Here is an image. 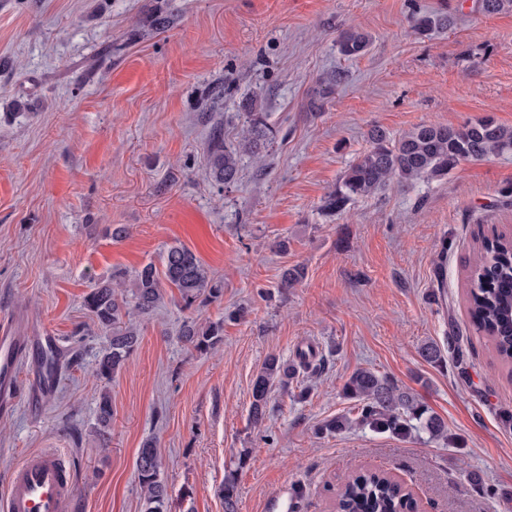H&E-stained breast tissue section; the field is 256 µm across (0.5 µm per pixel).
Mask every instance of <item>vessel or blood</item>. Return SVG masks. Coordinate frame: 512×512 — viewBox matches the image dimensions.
Segmentation results:
<instances>
[{
    "label": "vessel or blood",
    "mask_w": 512,
    "mask_h": 512,
    "mask_svg": "<svg viewBox=\"0 0 512 512\" xmlns=\"http://www.w3.org/2000/svg\"><path fill=\"white\" fill-rule=\"evenodd\" d=\"M8 316L0 315V400H11L17 389L18 348L26 337L10 332ZM75 492L69 462L51 449L28 454L14 465L5 485L0 512H73Z\"/></svg>",
    "instance_id": "b4317fda"
}]
</instances>
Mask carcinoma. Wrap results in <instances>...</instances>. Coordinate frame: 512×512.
I'll list each match as a JSON object with an SVG mask.
<instances>
[{"label":"carcinoma","instance_id":"cac0c4a2","mask_svg":"<svg viewBox=\"0 0 512 512\" xmlns=\"http://www.w3.org/2000/svg\"><path fill=\"white\" fill-rule=\"evenodd\" d=\"M478 8L494 15L512 10V0H478ZM448 17L421 15L415 20L419 32L446 27ZM338 52L347 59L364 55L369 46L367 33L349 26L339 35ZM242 138L235 144L224 143L221 128L214 127L206 165L214 183L228 188L240 177L242 157H256L275 139L257 98L243 104ZM371 144L344 172L335 188L323 198L321 211L328 216L343 213L359 199L371 197L391 181L410 187L421 180H443L460 163L482 161L490 156L512 154V127H506L486 115L459 126L421 124L397 138L377 130ZM163 271L149 262L124 280V274L101 282L84 298V306L97 325L110 333L109 343L96 361V376L112 382L131 359L138 333L130 319V310L151 314L164 302L161 280L177 289L183 306L190 309L201 302L224 296V282L212 277L200 258L187 246L175 244L162 255ZM305 276V268L293 265L283 269L280 288L295 287ZM469 312L476 330L485 335L502 362L512 366V237L499 234L484 238L472 264L468 291ZM182 339L195 351L206 354L224 342V319L199 322L190 319L182 329ZM453 348V366L460 379L468 376L459 337H448ZM427 363L445 360L439 344L429 341L420 348ZM311 352H298L299 365L271 354L252 381L249 420L259 427L267 417L271 391L288 388L299 378L300 369H308ZM346 397L358 403L356 417L328 421L324 429L333 432L346 426H359L376 433H387L405 440L426 434L434 441H448L445 420L429 410L416 397L391 379L367 368L355 370L344 384ZM112 421V396L105 389L97 404V422L106 429ZM162 458L153 440L143 442L136 459V475L142 491L141 512H167L169 494L160 478ZM224 512H237L235 472L224 476L221 486ZM413 496L402 486L383 477L379 471H361L351 475L337 494L336 512H415Z\"/></svg>","mask_w":512,"mask_h":512}]
</instances>
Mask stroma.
<instances>
[{
  "instance_id": "35a3bbf8",
  "label": "stroma",
  "mask_w": 512,
  "mask_h": 512,
  "mask_svg": "<svg viewBox=\"0 0 512 512\" xmlns=\"http://www.w3.org/2000/svg\"><path fill=\"white\" fill-rule=\"evenodd\" d=\"M415 4L448 16V28L416 34ZM159 8L174 19L163 31L145 22ZM350 25L372 37L352 60L336 48ZM107 46L111 57L98 60ZM336 71L344 81L325 91ZM220 83L233 90L214 112L205 92ZM252 96L276 138L263 162L244 157L238 183L217 189L211 130L239 140ZM485 115L512 127V11L488 16L473 0H0V312L79 352L38 411L32 368L19 362L16 400L0 403V483L27 453L55 448L72 461L79 512H140L135 463L151 439L169 512H224L231 469L237 512H266L297 483L306 492L288 512H333L345 479L374 468L421 512H512V426L500 419L512 410V376L466 298L479 242L512 235V203L499 195L512 185V154L462 163L442 181L388 185L334 217L320 210L372 130L396 138ZM175 243L223 280V300L186 310L166 288L135 321L129 364L103 384L95 363L108 337L86 293L113 270L160 263ZM294 264L305 278L280 291ZM239 308L244 317L229 320ZM191 318L223 320L217 351L182 340ZM452 324L468 352L464 381L419 354ZM307 347L316 373L275 390L267 421L251 426L264 359ZM359 368L412 392L447 422L450 442L324 432L354 415L343 386ZM105 388L113 418L101 432Z\"/></svg>"
}]
</instances>
